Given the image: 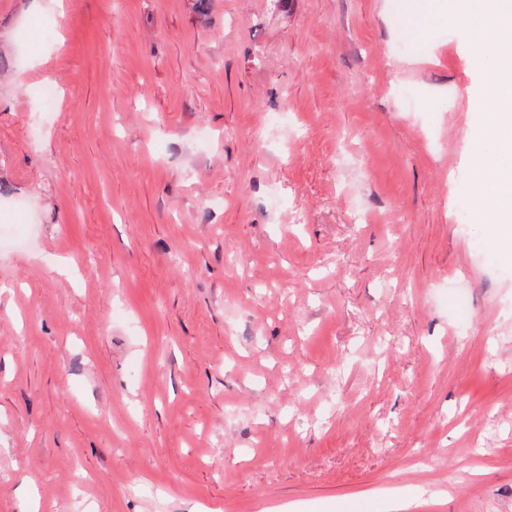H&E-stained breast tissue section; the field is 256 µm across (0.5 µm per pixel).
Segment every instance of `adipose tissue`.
Instances as JSON below:
<instances>
[{"mask_svg": "<svg viewBox=\"0 0 512 512\" xmlns=\"http://www.w3.org/2000/svg\"><path fill=\"white\" fill-rule=\"evenodd\" d=\"M483 29L469 44L473 54L498 61L503 71L487 75L494 84L491 98L472 101L470 109L488 117L487 132L494 144V154L479 158L483 177L481 207L498 210L512 206V0H483Z\"/></svg>", "mask_w": 512, "mask_h": 512, "instance_id": "adipose-tissue-1", "label": "adipose tissue"}]
</instances>
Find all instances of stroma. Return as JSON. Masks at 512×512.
<instances>
[{
	"label": "stroma",
	"mask_w": 512,
	"mask_h": 512,
	"mask_svg": "<svg viewBox=\"0 0 512 512\" xmlns=\"http://www.w3.org/2000/svg\"><path fill=\"white\" fill-rule=\"evenodd\" d=\"M459 7L0 0V512H512Z\"/></svg>",
	"instance_id": "1"
}]
</instances>
